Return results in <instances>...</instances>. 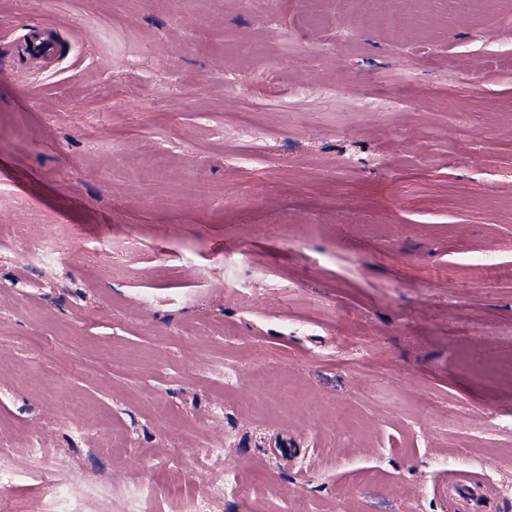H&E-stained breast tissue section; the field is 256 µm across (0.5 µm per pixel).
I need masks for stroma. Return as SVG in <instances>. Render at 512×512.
<instances>
[{
    "label": "stroma",
    "mask_w": 512,
    "mask_h": 512,
    "mask_svg": "<svg viewBox=\"0 0 512 512\" xmlns=\"http://www.w3.org/2000/svg\"><path fill=\"white\" fill-rule=\"evenodd\" d=\"M402 6L395 41L328 0H0V249L68 242L51 290L0 261V512H66L34 431L81 512H446L451 468L512 512V0ZM44 23L59 60L19 68Z\"/></svg>",
    "instance_id": "1"
}]
</instances>
